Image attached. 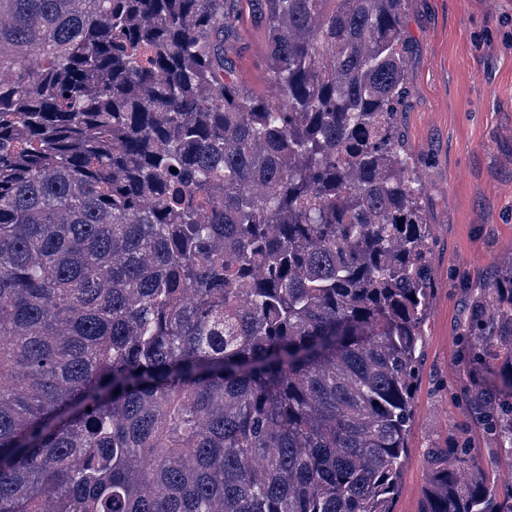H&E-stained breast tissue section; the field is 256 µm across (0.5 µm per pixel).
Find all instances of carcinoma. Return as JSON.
Here are the masks:
<instances>
[{
	"label": "carcinoma",
	"mask_w": 512,
	"mask_h": 512,
	"mask_svg": "<svg viewBox=\"0 0 512 512\" xmlns=\"http://www.w3.org/2000/svg\"><path fill=\"white\" fill-rule=\"evenodd\" d=\"M0 0V512H393L433 298L407 0ZM512 447V267L463 336ZM419 512H512L466 441ZM241 9L233 49L228 54L234 78L248 89L266 91L269 89V75L262 63L265 40L262 30L255 24L248 12L245 1L239 2Z\"/></svg>",
	"instance_id": "obj_1"
}]
</instances>
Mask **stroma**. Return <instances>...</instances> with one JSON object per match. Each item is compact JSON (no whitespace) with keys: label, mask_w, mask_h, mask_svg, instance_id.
Masks as SVG:
<instances>
[{"label":"stroma","mask_w":512,"mask_h":512,"mask_svg":"<svg viewBox=\"0 0 512 512\" xmlns=\"http://www.w3.org/2000/svg\"><path fill=\"white\" fill-rule=\"evenodd\" d=\"M407 82L398 125L431 228L436 288L425 336L409 453L394 512H418L424 456L467 422L464 390L487 379L462 335L482 288L512 264V0H407ZM265 40L242 12L229 54L249 90H268ZM496 493L512 486V454L471 430Z\"/></svg>","instance_id":"1"}]
</instances>
